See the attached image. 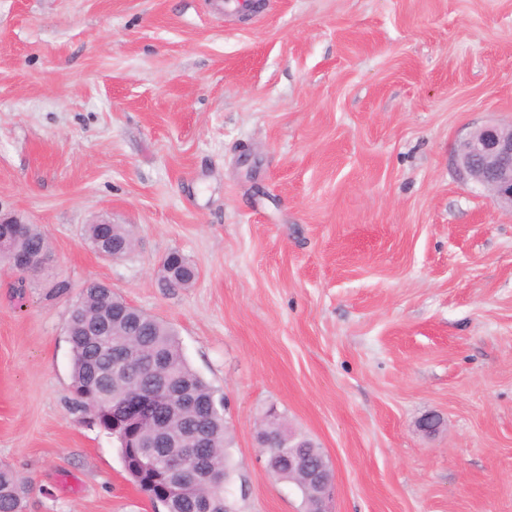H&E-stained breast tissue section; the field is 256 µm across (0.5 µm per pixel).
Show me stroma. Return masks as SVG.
Here are the masks:
<instances>
[{
    "label": "stroma",
    "instance_id": "stroma-1",
    "mask_svg": "<svg viewBox=\"0 0 512 512\" xmlns=\"http://www.w3.org/2000/svg\"><path fill=\"white\" fill-rule=\"evenodd\" d=\"M487 124L512 127V0H0V206L51 250L0 270L25 512H163L71 408L90 280L222 398L238 512H304L255 440L272 407L329 458L330 512H512V210L454 157ZM101 220L132 253L92 250ZM174 250L197 277L168 290ZM100 225L88 224L85 229V236L96 253H112V256H103L112 260L123 257V251L113 249L112 244L124 246L126 253L130 252L133 247V236L130 230L124 224L108 223L109 236L106 241H100Z\"/></svg>",
    "mask_w": 512,
    "mask_h": 512
}]
</instances>
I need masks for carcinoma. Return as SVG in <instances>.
<instances>
[{
	"label": "carcinoma",
	"instance_id": "1",
	"mask_svg": "<svg viewBox=\"0 0 512 512\" xmlns=\"http://www.w3.org/2000/svg\"><path fill=\"white\" fill-rule=\"evenodd\" d=\"M109 236L100 241V225L89 224L85 236L97 253L112 252V244L131 251L133 236L123 224H108ZM15 249L34 263L47 253L46 235L36 224H28L16 240ZM166 288H186L196 277L195 268L183 254L173 251L166 255L159 269ZM68 342L72 356V409L82 419L98 416L96 427L108 432L112 428L109 412L112 404L134 393L148 394L158 374L165 373L169 391L177 400L191 402L193 407L181 417L171 420L174 430L185 436L186 445L193 442L189 434L204 431L214 447L223 449L216 463L229 475L233 463L228 452L231 439L224 425V403L216 400L212 387L189 365L175 330L154 316L132 307L124 299L96 282L79 293L70 310ZM142 344L157 360L156 373L140 361L118 364L112 349L120 345ZM30 491L28 483H19L16 472L0 464V512H24V502ZM202 492L186 490L180 512H224V492L209 498L200 506Z\"/></svg>",
	"mask_w": 512,
	"mask_h": 512
}]
</instances>
